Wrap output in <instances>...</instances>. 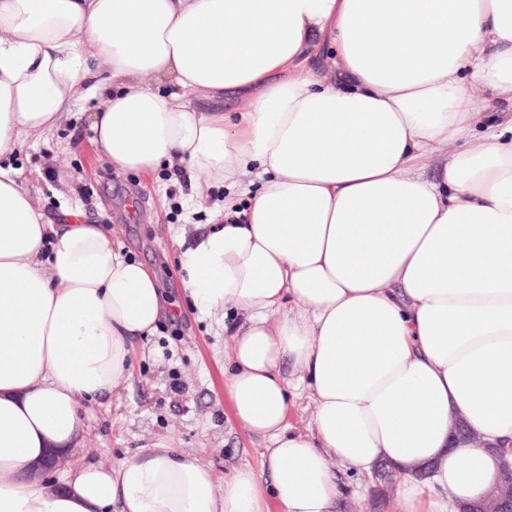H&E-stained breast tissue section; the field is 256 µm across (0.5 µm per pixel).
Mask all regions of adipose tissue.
Masks as SVG:
<instances>
[{
  "label": "adipose tissue",
  "instance_id": "ef3b65f1",
  "mask_svg": "<svg viewBox=\"0 0 512 512\" xmlns=\"http://www.w3.org/2000/svg\"><path fill=\"white\" fill-rule=\"evenodd\" d=\"M350 83L309 67L313 37ZM106 64L96 79L90 60ZM171 87L155 89L158 78ZM512 102V0H0V512H334L333 460L387 463L397 512H448L495 482L512 445V124L414 173ZM125 170L194 172L191 195L255 168L233 222L182 253L201 311L244 312L225 389L267 439L262 477L217 481L158 442L59 479L84 402L120 386L165 307L98 224L43 220L10 159L80 89ZM236 92L239 121L185 96ZM292 360L314 404L289 430ZM475 106L478 112H486L483 113L484 117L493 116L494 118L498 119L490 121L483 126H478V131L492 132L498 129L497 124L500 122L499 120L508 121L511 118V103L502 101L491 90L480 89L476 91ZM491 125L493 127H490ZM471 145V136L465 133L453 145L447 148L436 147L429 155L422 159L415 167V171L426 178H434L440 162L449 158L453 152H461Z\"/></svg>",
  "mask_w": 512,
  "mask_h": 512
}]
</instances>
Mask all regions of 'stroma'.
I'll use <instances>...</instances> for the list:
<instances>
[{
    "label": "stroma",
    "mask_w": 512,
    "mask_h": 512,
    "mask_svg": "<svg viewBox=\"0 0 512 512\" xmlns=\"http://www.w3.org/2000/svg\"><path fill=\"white\" fill-rule=\"evenodd\" d=\"M100 106V99L78 92L58 126L30 134L12 163L22 169L46 223H62L66 212L78 210L84 222L102 225L115 247L155 273L164 302L175 313L140 342L129 378L87 404L74 459L109 467L168 440L197 453L220 477L244 466L261 470L266 443L236 423L224 393L230 338L223 317L199 313L180 261L181 241L223 223L221 203L243 199L261 181L247 172L237 177L235 188L214 183L192 200L188 170L174 173L163 165L143 174L112 165L93 141ZM334 470L345 488L336 512H396L395 498L379 497L373 474L341 462Z\"/></svg>",
    "instance_id": "obj_1"
}]
</instances>
